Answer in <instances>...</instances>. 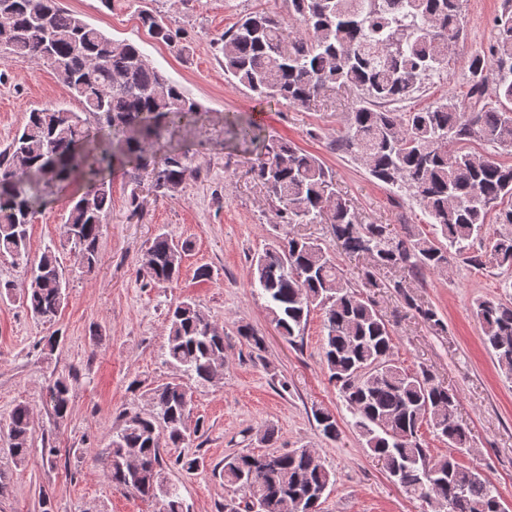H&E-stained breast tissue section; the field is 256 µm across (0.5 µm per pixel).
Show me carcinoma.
Masks as SVG:
<instances>
[{"label": "carcinoma", "instance_id": "obj_1", "mask_svg": "<svg viewBox=\"0 0 512 512\" xmlns=\"http://www.w3.org/2000/svg\"><path fill=\"white\" fill-rule=\"evenodd\" d=\"M298 30L285 34L284 20L253 12L213 39L224 75L247 89L259 105L284 100L305 106L320 94L354 93L347 130L336 140L343 152L366 162L376 180L395 186L416 203L432 226L426 232L403 225L394 235L383 224H365L336 191V173L318 156L263 134L252 118H236L235 137L257 146L251 168L281 224H328L336 250L364 256L365 284L379 288L378 274L400 268L415 277L440 272L448 253L463 264H492L512 273V166L465 150L471 141L512 154V0H501L496 35L470 57L461 99L443 97L402 110L427 80L448 64V50L465 36L462 0H287ZM0 61L25 58L50 68L79 102L81 111L33 109L12 143L0 151V256H29L30 228L43 195L76 186L65 218L67 242L91 273L100 263L102 224L112 212V175L127 164L150 169L154 190L175 191L198 169L185 153H170L157 165L148 151L171 125L199 111L182 87L155 68L141 49L106 36L60 0H0ZM143 28L158 43L181 53L178 31L154 7L138 10ZM499 225L488 249H472L490 223ZM190 243L161 230L146 246L142 270L155 285L178 281ZM250 285L265 299L267 315L291 343L303 336L311 311H323V364L352 416V426L390 478L431 512H504L501 496L477 466L456 456L433 455L421 440L433 434L462 454L471 435L456 418L457 394L427 369L410 371L393 357V336L374 301L345 277L330 248L315 239L280 233L252 258ZM388 287L408 309L435 329L445 324L436 309L405 293L404 282ZM67 282L55 253L45 250L19 296L21 304L52 325L67 300ZM473 313L505 374L512 376V304L482 299ZM237 335L253 352L265 338L246 324ZM224 329L191 298L169 310L164 360L182 373L144 388L148 408L122 414L112 435L105 473L115 488L162 503V512H186L171 467L191 473L202 461L182 454L169 464L163 448L190 444L189 379L198 385L224 380ZM70 377H57L50 401L66 417ZM313 417L321 434H340L333 413ZM31 409L18 404L6 429L9 456L28 464ZM224 484L235 496L224 512H321V499L336 477L306 446L286 453L224 456Z\"/></svg>", "mask_w": 512, "mask_h": 512}]
</instances>
